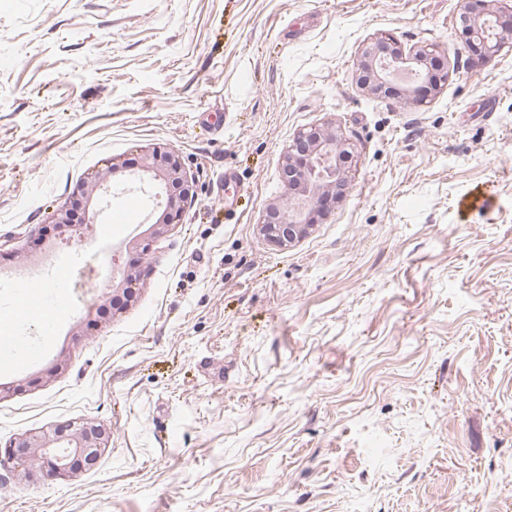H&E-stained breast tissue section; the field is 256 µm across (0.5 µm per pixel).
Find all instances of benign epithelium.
I'll list each match as a JSON object with an SVG mask.
<instances>
[{"mask_svg": "<svg viewBox=\"0 0 512 512\" xmlns=\"http://www.w3.org/2000/svg\"><path fill=\"white\" fill-rule=\"evenodd\" d=\"M459 19L468 37L480 55L499 52L512 47V28L504 31L501 16L486 10V0H463ZM442 53L436 46H420L404 51L392 37H379L367 46L356 63L360 86L369 94L381 92L395 80L398 73L407 72L420 82L429 80L423 69L427 58ZM353 154V145L328 126L304 128L296 133L284 151V170L292 175L288 180V202L267 206L261 221L256 224L258 234L279 248H289L310 234L314 224L312 215L324 210L325 200L339 197L350 186L348 171L341 157ZM116 165L98 171L78 190L86 223H95L105 196L112 191V174ZM141 183L158 189L160 201L151 213L149 239L129 242L132 255L124 266L112 271V294L130 304L134 298L131 285L142 274L138 256L148 253L149 240L167 232L179 218L195 192L189 183L177 154L160 147L153 148L141 164V174L135 176ZM110 431L102 424L70 420L46 430L29 432L0 449V465L40 463L30 469L51 478L65 479L83 468L94 467L110 443Z\"/></svg>", "mask_w": 512, "mask_h": 512, "instance_id": "7a95c632", "label": "benign epithelium"}]
</instances>
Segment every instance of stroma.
Wrapping results in <instances>:
<instances>
[{
	"label": "stroma",
	"mask_w": 512,
	"mask_h": 512,
	"mask_svg": "<svg viewBox=\"0 0 512 512\" xmlns=\"http://www.w3.org/2000/svg\"><path fill=\"white\" fill-rule=\"evenodd\" d=\"M461 0H0V250L74 249L37 358L0 370V448L69 420L111 428L61 480L0 468V512H512V48L477 55ZM434 44L426 104L374 98L376 37ZM331 126L350 189L282 250L286 146ZM178 154L197 198L136 300L114 268L151 199L116 175L96 223L54 212L109 159ZM102 322L79 335L89 310ZM61 370H54L57 359Z\"/></svg>",
	"instance_id": "35a3bbf8"
}]
</instances>
